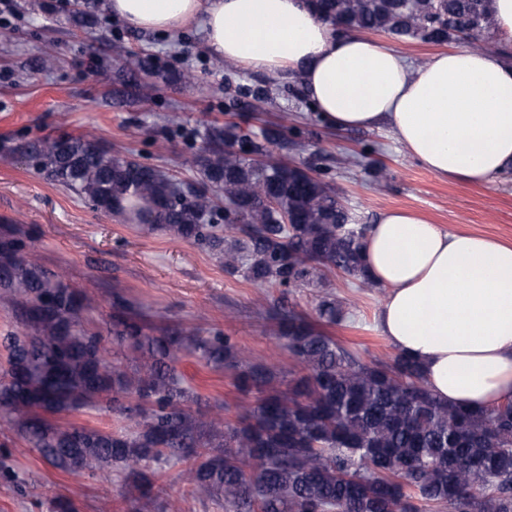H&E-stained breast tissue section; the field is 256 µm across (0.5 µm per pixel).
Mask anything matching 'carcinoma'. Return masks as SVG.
Segmentation results:
<instances>
[{"instance_id":"cac0c4a2","label":"carcinoma","mask_w":512,"mask_h":512,"mask_svg":"<svg viewBox=\"0 0 512 512\" xmlns=\"http://www.w3.org/2000/svg\"><path fill=\"white\" fill-rule=\"evenodd\" d=\"M324 21L348 32L482 50L493 41L491 0H310ZM149 55L127 52L141 71ZM207 154L194 185L156 167L114 157L93 136L17 144L68 191L127 224L202 244L230 276L258 288H313L314 323L279 317L280 336L298 371L288 391L273 371L253 364L221 333L175 330L154 337L118 303L113 338L132 361H110L104 337L84 326L86 298L42 268L23 243L0 238V305H18L23 329L3 338L0 421L48 462L75 475L111 470L127 498L153 496L154 464L181 463L191 493L219 497L230 512H512V400L478 412L437 401L405 355L364 364L322 326L341 323L343 302L327 275L374 283L364 271L365 226L332 187L273 157L237 124L208 128ZM181 352L237 370L255 400L231 424L184 386ZM98 408L123 429L63 427L55 416Z\"/></svg>"}]
</instances>
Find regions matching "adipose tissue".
<instances>
[{"instance_id":"1","label":"adipose tissue","mask_w":512,"mask_h":512,"mask_svg":"<svg viewBox=\"0 0 512 512\" xmlns=\"http://www.w3.org/2000/svg\"><path fill=\"white\" fill-rule=\"evenodd\" d=\"M130 29L197 26L206 52L249 71L296 76L322 120L388 127L434 174L488 184L512 170V61L458 48L414 67L395 48L342 34L305 0H109ZM388 294L379 327L432 395L478 411L512 399V246L383 212L363 244Z\"/></svg>"}]
</instances>
